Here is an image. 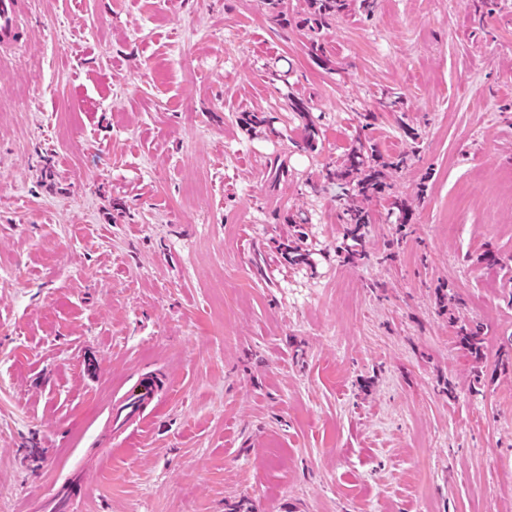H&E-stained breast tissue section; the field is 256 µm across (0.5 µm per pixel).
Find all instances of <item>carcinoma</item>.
<instances>
[{"label":"carcinoma","mask_w":512,"mask_h":512,"mask_svg":"<svg viewBox=\"0 0 512 512\" xmlns=\"http://www.w3.org/2000/svg\"><path fill=\"white\" fill-rule=\"evenodd\" d=\"M345 9V0H316L312 29H317L327 20L336 17ZM326 180L340 185L343 197L339 198L341 217L347 225V236L354 242L356 249L351 251V257L360 254L359 247L363 246L362 228L369 223L368 214L360 207L349 202L353 195L368 197L381 192L382 173L376 169L373 149L366 139H358L346 155L343 166L330 170ZM459 343L465 349L477 352L481 349L483 336L481 327L475 323L463 322L457 330Z\"/></svg>","instance_id":"1"}]
</instances>
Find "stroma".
I'll return each mask as SVG.
<instances>
[{
	"instance_id": "35a3bbf8",
	"label": "stroma",
	"mask_w": 512,
	"mask_h": 512,
	"mask_svg": "<svg viewBox=\"0 0 512 512\" xmlns=\"http://www.w3.org/2000/svg\"><path fill=\"white\" fill-rule=\"evenodd\" d=\"M311 13L31 0L0 62V512L67 484L81 512H512V0ZM370 110L410 161L351 263L324 173ZM457 337L463 348L474 351L475 354L481 349L483 336L481 327L478 324L471 322L461 323L457 330ZM148 380L147 377L139 379L133 387L135 390H131L122 400L123 403L113 409V423L121 425L136 419L148 406L156 392L155 383Z\"/></svg>"
}]
</instances>
